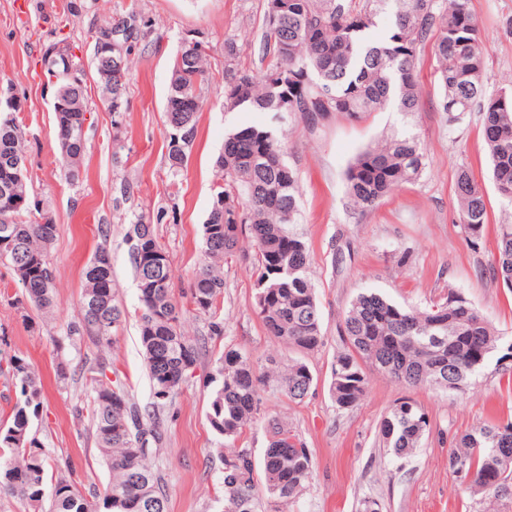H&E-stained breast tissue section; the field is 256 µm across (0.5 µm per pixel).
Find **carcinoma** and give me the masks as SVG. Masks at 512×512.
<instances>
[{
    "label": "carcinoma",
    "instance_id": "cac0c4a2",
    "mask_svg": "<svg viewBox=\"0 0 512 512\" xmlns=\"http://www.w3.org/2000/svg\"><path fill=\"white\" fill-rule=\"evenodd\" d=\"M392 20L384 38L373 40L388 2ZM470 0H301L299 10L277 17L264 12V45L273 58L259 70L228 69L225 107L265 112L270 126H243L224 138L216 166L224 174L203 224L202 259L189 283L187 304L173 292L170 259L150 224L133 225L129 237L131 263L139 290V340L152 383L150 406L141 408L118 380L107 384L91 378L87 405L97 450L110 479L104 491L89 500L73 482L50 471V456L34 429L39 417L41 385L29 362L12 356L0 374L18 396L7 419L0 422V494L17 499L28 512H168V495L155 469L161 453L160 411L188 381L206 351L207 340L185 331L187 315L208 317L214 336L224 333L220 299L224 294V259L240 250L244 235L253 252L256 274L255 311L267 335L286 347L312 353L324 345L321 312L311 278V255L298 223L300 185L285 159L284 114L302 115L311 127L336 112L359 119L396 106L407 114L418 111L422 89L416 78L420 48L431 44L440 107L453 124L470 112L482 117L481 134L489 153L499 196L512 203V88L486 92L485 49ZM132 27L125 18L99 29L96 38L114 36L128 43ZM48 46L44 67L61 68L60 46ZM130 71L129 56L112 82L98 85L101 96L124 112ZM284 75L274 87L269 76ZM208 80L205 53L175 62L165 105L170 129L169 168L178 172L193 145L200 88ZM69 97L71 111L55 113L59 162L66 176L78 179L86 149L84 121L88 91L76 92L65 83L55 86ZM426 168L419 139L395 132L361 151L345 171L350 208L363 213L407 184L418 181ZM25 169L18 116L0 117V227L9 226L14 249L0 252L8 261L26 298L38 309L51 311L55 274L50 249L56 224L28 220L29 203L19 206L1 193ZM459 223L466 239L476 245L487 224V203L470 172L460 169L455 185ZM148 238L163 264L146 272L137 257L139 242ZM498 257L489 278L512 288V220L499 225ZM103 293L112 320L101 326L87 312L69 326L68 335L85 336L100 349L126 318L116 300L112 269L102 277L84 274L83 291ZM341 345L331 364L329 395L338 410L357 406L369 389L368 371L407 387H432L462 392L491 355L501 348L500 333L463 294L448 290V301L423 308L400 305L375 289L359 292L339 325ZM208 419L231 449L220 455L224 477L216 512H273L296 505L310 487L313 459L301 436L276 416L267 418L269 436L261 462L239 442L259 420L264 395L280 391L291 400L304 399L317 379L300 359L261 366L238 349L224 350L212 378ZM290 433L296 445L279 447L275 436ZM431 432L424 408L414 399L397 400L380 423L379 441L393 463L410 459ZM448 469L478 497L477 512H501L512 504V421L481 424L462 435L448 457Z\"/></svg>",
    "mask_w": 512,
    "mask_h": 512
}]
</instances>
